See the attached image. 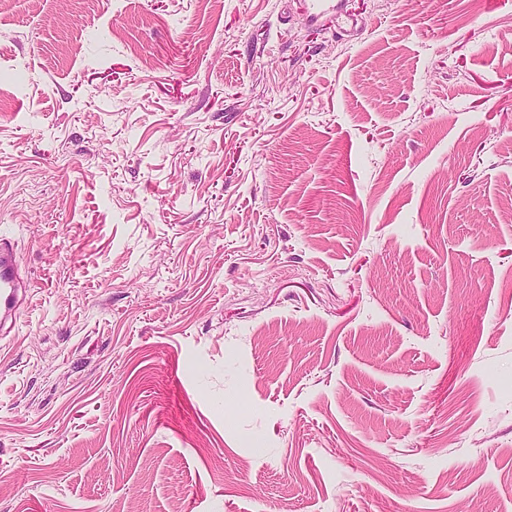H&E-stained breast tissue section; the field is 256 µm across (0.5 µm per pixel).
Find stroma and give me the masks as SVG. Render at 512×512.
Returning a JSON list of instances; mask_svg holds the SVG:
<instances>
[{
    "label": "stroma",
    "mask_w": 512,
    "mask_h": 512,
    "mask_svg": "<svg viewBox=\"0 0 512 512\" xmlns=\"http://www.w3.org/2000/svg\"><path fill=\"white\" fill-rule=\"evenodd\" d=\"M0 0V512H512V7ZM307 10L312 19L333 16L338 20L343 16L342 2L339 0H307ZM26 288L20 277L16 252L10 243L0 238V331L7 324L10 328L15 325Z\"/></svg>",
    "instance_id": "1"
}]
</instances>
